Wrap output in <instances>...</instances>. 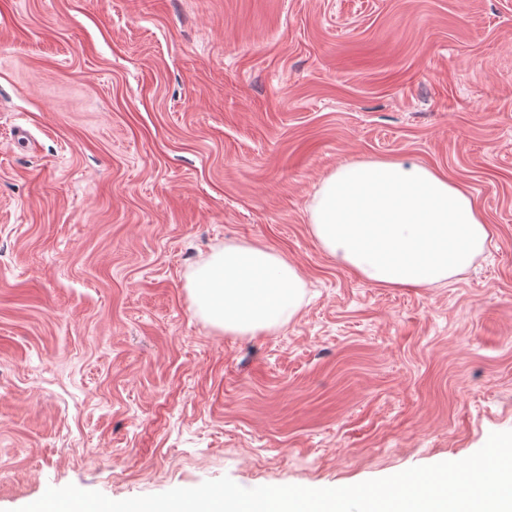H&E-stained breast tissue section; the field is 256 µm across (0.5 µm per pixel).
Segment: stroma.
I'll use <instances>...</instances> for the list:
<instances>
[{"instance_id": "obj_1", "label": "stroma", "mask_w": 512, "mask_h": 512, "mask_svg": "<svg viewBox=\"0 0 512 512\" xmlns=\"http://www.w3.org/2000/svg\"><path fill=\"white\" fill-rule=\"evenodd\" d=\"M416 162L491 241L447 285L338 265L307 205ZM302 272L227 335L189 273L224 243ZM512 431V0H0V512L226 476L345 487Z\"/></svg>"}]
</instances>
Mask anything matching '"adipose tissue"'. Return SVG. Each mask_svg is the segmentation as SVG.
I'll use <instances>...</instances> for the list:
<instances>
[{"instance_id":"ef3b65f1","label":"adipose tissue","mask_w":512,"mask_h":512,"mask_svg":"<svg viewBox=\"0 0 512 512\" xmlns=\"http://www.w3.org/2000/svg\"><path fill=\"white\" fill-rule=\"evenodd\" d=\"M314 237L365 280L429 288L465 271L489 242L482 211L436 171L400 160L339 165L308 204ZM195 312L228 334L282 327L301 306L305 282L273 251L225 243L188 276Z\"/></svg>"}]
</instances>
